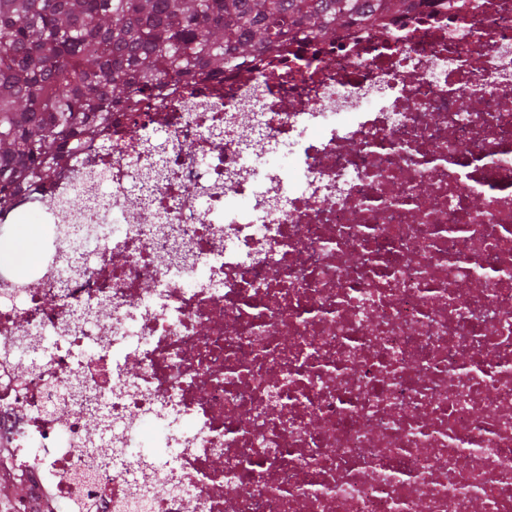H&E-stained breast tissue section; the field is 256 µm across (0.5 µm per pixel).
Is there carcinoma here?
I'll return each instance as SVG.
<instances>
[{"label": "carcinoma", "instance_id": "carcinoma-1", "mask_svg": "<svg viewBox=\"0 0 512 512\" xmlns=\"http://www.w3.org/2000/svg\"><path fill=\"white\" fill-rule=\"evenodd\" d=\"M411 0H0V206L49 180L112 114L277 50L385 26ZM137 173L132 192L159 180Z\"/></svg>", "mask_w": 512, "mask_h": 512}]
</instances>
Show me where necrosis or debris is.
<instances>
[{"instance_id":"4bbe7bcc","label":"necrosis or debris","mask_w":512,"mask_h":512,"mask_svg":"<svg viewBox=\"0 0 512 512\" xmlns=\"http://www.w3.org/2000/svg\"><path fill=\"white\" fill-rule=\"evenodd\" d=\"M199 88L115 113L0 211L78 199L61 259L0 264V438L29 495L512 512V0H424ZM155 139L164 178L133 197ZM147 417L193 429L146 456Z\"/></svg>"}]
</instances>
